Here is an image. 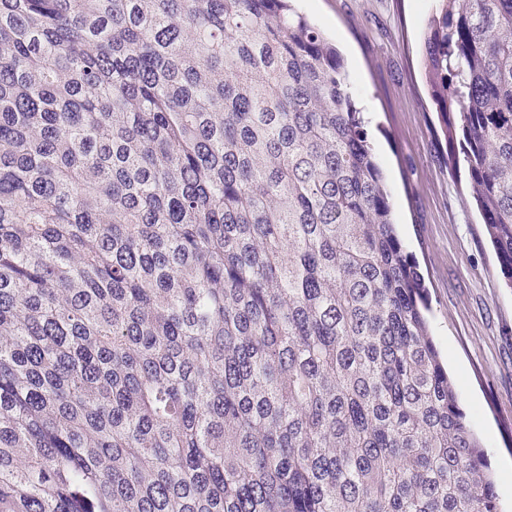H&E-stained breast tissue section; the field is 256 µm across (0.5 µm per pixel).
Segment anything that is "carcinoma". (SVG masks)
Listing matches in <instances>:
<instances>
[{"instance_id":"1","label":"carcinoma","mask_w":512,"mask_h":512,"mask_svg":"<svg viewBox=\"0 0 512 512\" xmlns=\"http://www.w3.org/2000/svg\"><path fill=\"white\" fill-rule=\"evenodd\" d=\"M423 57L512 288V0ZM428 312L291 0H0V512H500Z\"/></svg>"}]
</instances>
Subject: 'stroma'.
I'll use <instances>...</instances> for the list:
<instances>
[{"label": "stroma", "mask_w": 512, "mask_h": 512, "mask_svg": "<svg viewBox=\"0 0 512 512\" xmlns=\"http://www.w3.org/2000/svg\"><path fill=\"white\" fill-rule=\"evenodd\" d=\"M336 44L391 192L393 220L424 276L431 332L512 512V288L498 273L430 95L422 45L436 0H296Z\"/></svg>", "instance_id": "35a3bbf8"}]
</instances>
